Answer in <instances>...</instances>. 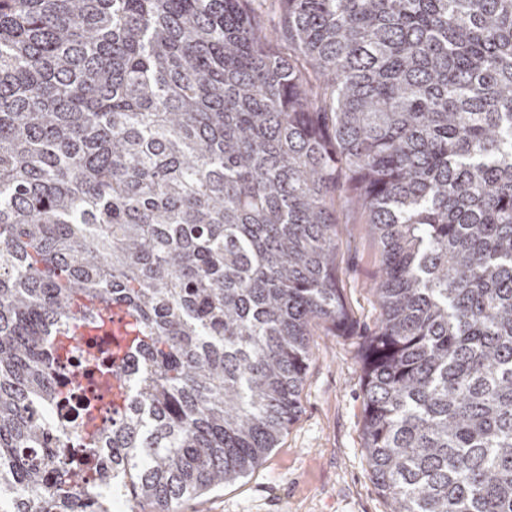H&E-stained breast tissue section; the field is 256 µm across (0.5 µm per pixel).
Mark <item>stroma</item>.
<instances>
[{
  "label": "stroma",
  "instance_id": "1",
  "mask_svg": "<svg viewBox=\"0 0 512 512\" xmlns=\"http://www.w3.org/2000/svg\"><path fill=\"white\" fill-rule=\"evenodd\" d=\"M381 252L363 210H338L336 276L348 323L310 326L300 412L277 448L235 484L209 491L184 512H387L364 451L365 335L382 320L374 291Z\"/></svg>",
  "mask_w": 512,
  "mask_h": 512
}]
</instances>
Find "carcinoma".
I'll return each mask as SVG.
<instances>
[{
	"label": "carcinoma",
	"instance_id": "carcinoma-1",
	"mask_svg": "<svg viewBox=\"0 0 512 512\" xmlns=\"http://www.w3.org/2000/svg\"><path fill=\"white\" fill-rule=\"evenodd\" d=\"M251 2L0 0V512H181L247 476L311 323H345L354 200L379 494L512 512V0H279L273 30Z\"/></svg>",
	"mask_w": 512,
	"mask_h": 512
}]
</instances>
